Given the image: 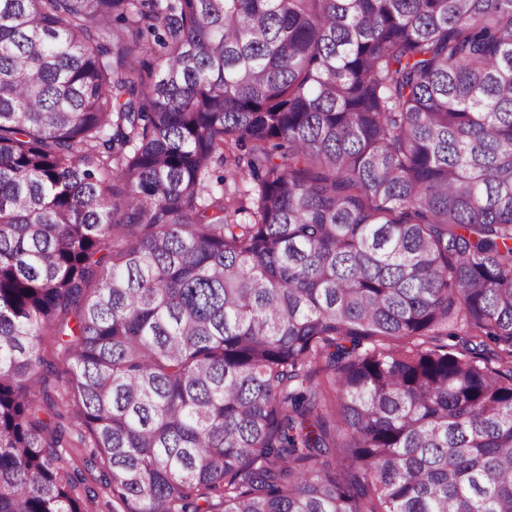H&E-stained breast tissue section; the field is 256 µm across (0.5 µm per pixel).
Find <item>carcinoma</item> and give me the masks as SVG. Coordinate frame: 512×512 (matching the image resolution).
I'll return each mask as SVG.
<instances>
[{
  "label": "carcinoma",
  "mask_w": 512,
  "mask_h": 512,
  "mask_svg": "<svg viewBox=\"0 0 512 512\" xmlns=\"http://www.w3.org/2000/svg\"><path fill=\"white\" fill-rule=\"evenodd\" d=\"M101 494L512 512V0H0V512ZM45 357L54 364L55 372L50 375L49 380L51 383V389L54 386H61L65 384L68 379V373L64 362L62 361L61 347L55 345L51 339L47 336L45 338Z\"/></svg>",
  "instance_id": "1"
}]
</instances>
